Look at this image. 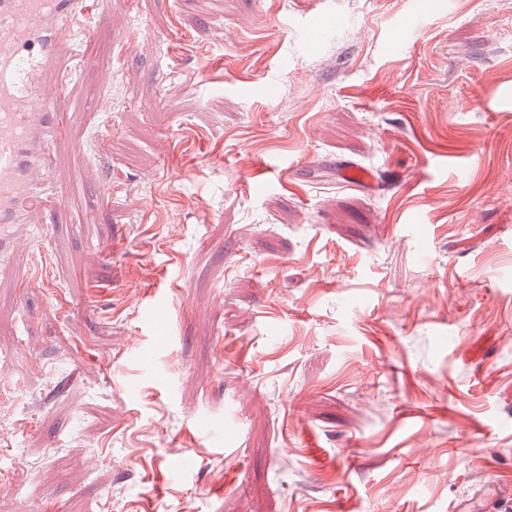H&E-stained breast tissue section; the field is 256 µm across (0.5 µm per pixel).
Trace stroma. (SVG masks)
I'll list each match as a JSON object with an SVG mask.
<instances>
[{"label":"stroma","instance_id":"stroma-1","mask_svg":"<svg viewBox=\"0 0 512 512\" xmlns=\"http://www.w3.org/2000/svg\"><path fill=\"white\" fill-rule=\"evenodd\" d=\"M410 14L77 35L53 182L87 198L5 230L0 512H512V0ZM340 176L347 183L357 186H372L374 183V173L353 162H346L341 167Z\"/></svg>","mask_w":512,"mask_h":512}]
</instances>
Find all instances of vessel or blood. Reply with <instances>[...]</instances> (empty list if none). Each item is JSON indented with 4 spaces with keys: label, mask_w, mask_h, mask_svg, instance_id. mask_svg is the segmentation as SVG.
I'll return each instance as SVG.
<instances>
[{
    "label": "vessel or blood",
    "mask_w": 512,
    "mask_h": 512,
    "mask_svg": "<svg viewBox=\"0 0 512 512\" xmlns=\"http://www.w3.org/2000/svg\"><path fill=\"white\" fill-rule=\"evenodd\" d=\"M81 12L74 0H0V224H21L61 202L52 187L54 148L71 130L72 114L55 100L71 76L59 53ZM347 183L370 186L373 172L349 162Z\"/></svg>",
    "instance_id": "1"
}]
</instances>
